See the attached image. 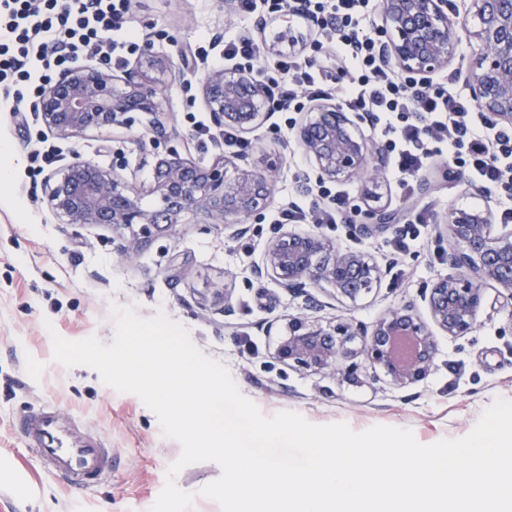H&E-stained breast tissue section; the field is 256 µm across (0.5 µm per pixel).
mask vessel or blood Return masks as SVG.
Wrapping results in <instances>:
<instances>
[{
	"mask_svg": "<svg viewBox=\"0 0 512 512\" xmlns=\"http://www.w3.org/2000/svg\"><path fill=\"white\" fill-rule=\"evenodd\" d=\"M18 432L23 444L37 449L40 466L70 489L92 487L112 473L111 450L78 428L63 427L52 407L28 410L19 421Z\"/></svg>",
	"mask_w": 512,
	"mask_h": 512,
	"instance_id": "1",
	"label": "vessel or blood"
}]
</instances>
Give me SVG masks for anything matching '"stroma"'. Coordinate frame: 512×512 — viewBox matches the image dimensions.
<instances>
[{"label":"stroma","instance_id":"1","mask_svg":"<svg viewBox=\"0 0 512 512\" xmlns=\"http://www.w3.org/2000/svg\"><path fill=\"white\" fill-rule=\"evenodd\" d=\"M260 17L265 23L259 30ZM130 21L142 39L152 41L155 55L183 71L184 81L168 92L161 119L174 132L172 145H189L191 159L202 166L223 150L187 138L191 123L211 122L198 97L200 38L212 39L207 62L215 65L222 62L218 46L225 38L249 35L266 55L297 53L312 68L330 71V98H338L349 81L330 62L329 40L317 26L270 12L267 0H259L253 13L225 11L219 0H131ZM477 28L473 22L460 33L454 56L431 73V80L464 85L465 73L481 64ZM36 99V92L24 90L18 100L21 118L0 112V146L8 149L0 156V512H149L161 492L181 448L163 435L156 415L137 396L103 384L93 369L67 368L53 358L56 333L71 341L94 335L111 344L114 302L137 304L144 318L164 307L206 356L227 366L241 393L267 416L288 410L318 425L344 422L357 432L376 425L406 428L427 445L466 436L496 398L512 399V309L499 303L492 287L484 290L474 331L438 335L430 375L405 388L381 380L379 369L365 361L341 379L289 368L276 355L289 319L301 313L324 326L341 318L367 327L391 307L426 315L425 288L451 272L453 243L439 233L438 224L453 208L497 205L470 182L464 165L436 157L424 182L415 183L408 196L390 177L380 180L381 206L399 211L405 221L424 209L431 214L410 253L392 250L393 230L369 238L359 234L357 226L374 202L357 179L335 183L346 193L347 223L295 225V232L317 231L340 248L367 253L381 269L377 289L340 302L330 287L292 293L274 278L253 273L282 230L274 222L277 212L288 202L308 199L298 182L309 160L290 126L303 121L304 113H275L246 135L250 160L278 171L276 191L262 214L250 218L246 235L191 215L121 254L109 227L72 226L56 217L44 200L43 183L77 154L105 169L126 166L138 183L147 182L151 116L137 112L130 127L62 140L33 112ZM50 148L56 151L54 161L33 174V155ZM175 259L182 264L177 274L170 269ZM43 404L55 407L62 424L77 426L111 448L116 461L111 478L75 493L39 469L36 448L19 441L14 425L28 408ZM220 474L217 463L201 462L177 476L178 487L196 495L192 512H221L218 503L198 494Z\"/></svg>","mask_w":512,"mask_h":512}]
</instances>
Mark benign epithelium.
Segmentation results:
<instances>
[{"label":"benign epithelium","instance_id":"1","mask_svg":"<svg viewBox=\"0 0 512 512\" xmlns=\"http://www.w3.org/2000/svg\"><path fill=\"white\" fill-rule=\"evenodd\" d=\"M474 2L483 63L467 73L466 82L481 109L511 124L512 0ZM380 11L383 63L421 77L448 65L458 31L469 26L467 12L448 16V0H380ZM143 55L150 57L149 70L135 68L119 78L95 66L64 69L40 90L34 111L60 139L127 126L134 112H160L162 92L180 85L183 73L171 60L153 57L148 41ZM199 88L217 129L232 126L248 133L269 121L278 104L271 87L249 69L206 68ZM309 113L294 133L311 163L300 184L302 192L341 177L371 183L380 179L385 156L358 134V124L371 120L370 115L346 112L332 102L317 103ZM152 132L156 162L149 185H137L77 155L45 184L51 210L67 224L105 225L119 236L140 226L141 236L125 241L123 251L139 248L151 229L178 224L190 212L204 215L212 224L233 226L237 235L246 234V221L275 193V171L245 157L200 166L174 148L159 150L171 140L164 124H155ZM145 193L157 198L158 208L141 206ZM397 221L395 211L369 209L359 231L370 235ZM445 228L456 243L448 253V265L457 273L425 289L429 320L406 307L388 309L369 329L350 322L324 328L299 315L288 323L278 357L297 370L345 378L354 369V359L363 356L394 386L423 380L435 361V331L451 337L471 333L486 286L496 288L501 304L512 308V225L495 223L493 212L484 209L452 212ZM255 273L273 277L290 291L307 283H326L336 299L351 301L371 293L381 280V270L364 252L340 249L322 233L293 231H283L269 243Z\"/></svg>","mask_w":512,"mask_h":512}]
</instances>
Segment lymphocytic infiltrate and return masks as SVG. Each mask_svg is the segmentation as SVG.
Segmentation results:
<instances>
[{"instance_id": "f902f5d3", "label": "lymphocytic infiltrate", "mask_w": 512, "mask_h": 512, "mask_svg": "<svg viewBox=\"0 0 512 512\" xmlns=\"http://www.w3.org/2000/svg\"><path fill=\"white\" fill-rule=\"evenodd\" d=\"M129 0H0V80L36 82L48 70L86 55L118 61L135 36ZM371 0H305L298 19L321 23L336 33L331 55L353 79L343 105L375 117L379 134L394 156L393 175L404 191L434 156L464 152L471 181L479 186H512V131L490 122L465 90L432 85L384 66L371 32ZM271 83L287 78L281 93L291 106L305 93L321 91L329 80L295 55L268 59L262 71ZM342 200L288 204L284 224H337Z\"/></svg>"}]
</instances>
